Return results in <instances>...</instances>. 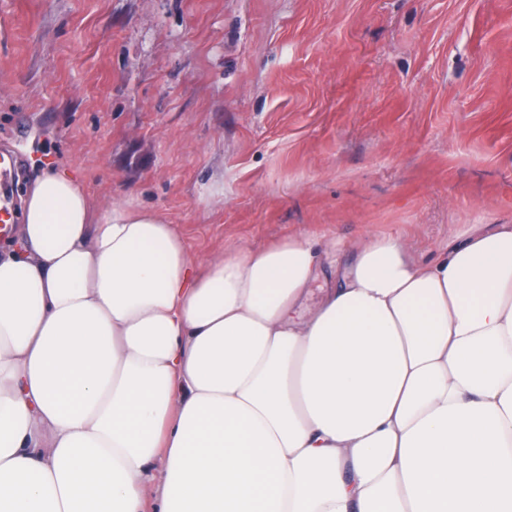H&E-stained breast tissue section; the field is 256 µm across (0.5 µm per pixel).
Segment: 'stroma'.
<instances>
[{"instance_id": "1", "label": "stroma", "mask_w": 512, "mask_h": 512, "mask_svg": "<svg viewBox=\"0 0 512 512\" xmlns=\"http://www.w3.org/2000/svg\"><path fill=\"white\" fill-rule=\"evenodd\" d=\"M190 255L512 224V0H0V150Z\"/></svg>"}]
</instances>
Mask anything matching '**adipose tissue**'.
I'll return each mask as SVG.
<instances>
[{
  "label": "adipose tissue",
  "instance_id": "obj_1",
  "mask_svg": "<svg viewBox=\"0 0 512 512\" xmlns=\"http://www.w3.org/2000/svg\"><path fill=\"white\" fill-rule=\"evenodd\" d=\"M201 263L45 168L0 251V512H512V224ZM355 254L350 248H346L338 257V263L331 264L330 260L324 256L322 257V268L320 278L316 282L311 293L305 300V309H313L321 301L324 293L328 288H333L336 285V280L339 275L338 271L346 266L351 265L354 261Z\"/></svg>",
  "mask_w": 512,
  "mask_h": 512
}]
</instances>
